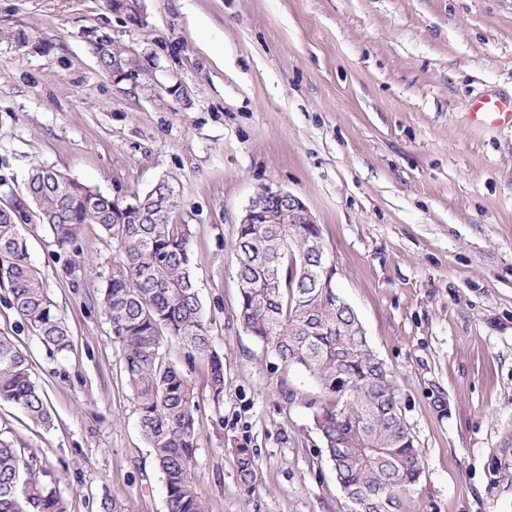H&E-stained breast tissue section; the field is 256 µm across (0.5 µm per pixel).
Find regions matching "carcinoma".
I'll return each instance as SVG.
<instances>
[{"label": "carcinoma", "mask_w": 512, "mask_h": 512, "mask_svg": "<svg viewBox=\"0 0 512 512\" xmlns=\"http://www.w3.org/2000/svg\"><path fill=\"white\" fill-rule=\"evenodd\" d=\"M25 200L0 212V286L8 305L53 353L71 348L40 272L28 256L24 225L30 214L67 250L87 224L112 242L102 308L122 346L123 370L133 392L140 429L166 490L167 512H208L193 468L200 439L192 380L166 358L175 341L189 359L207 365L214 403L224 400V355L215 348L196 288L191 231L179 224L177 186L168 177L130 200L110 197L52 167L36 166ZM240 286L242 328L284 367H301L325 394L314 412L336 480L358 512H401L399 492L421 473V455L400 411L392 374L369 346L361 322L341 305L334 283L323 284L327 258L316 224H241L231 245ZM33 423L53 424L47 392L27 354L0 335V403ZM241 485L255 488L257 464L238 448ZM0 512H67L53 481L0 439Z\"/></svg>", "instance_id": "cac0c4a2"}]
</instances>
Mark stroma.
<instances>
[{
    "mask_svg": "<svg viewBox=\"0 0 512 512\" xmlns=\"http://www.w3.org/2000/svg\"><path fill=\"white\" fill-rule=\"evenodd\" d=\"M102 40L122 72L100 63ZM487 92L512 94V0H138L133 20L107 0H0V202L38 165L111 196L179 184L223 403L203 362L165 352L196 384L210 512H350L313 420L323 392L236 319L230 246L266 185L308 207L394 375L423 456L402 512H512V127L471 122ZM25 237L73 349L50 356L0 287V335L53 412L45 428L0 403V438L35 456L68 512L105 497L166 512L101 307L111 243L89 224L63 252L34 219ZM235 461L241 485L246 491L251 492L257 479V464L253 453L249 448H237Z\"/></svg>",
    "mask_w": 512,
    "mask_h": 512,
    "instance_id": "35a3bbf8",
    "label": "stroma"
}]
</instances>
